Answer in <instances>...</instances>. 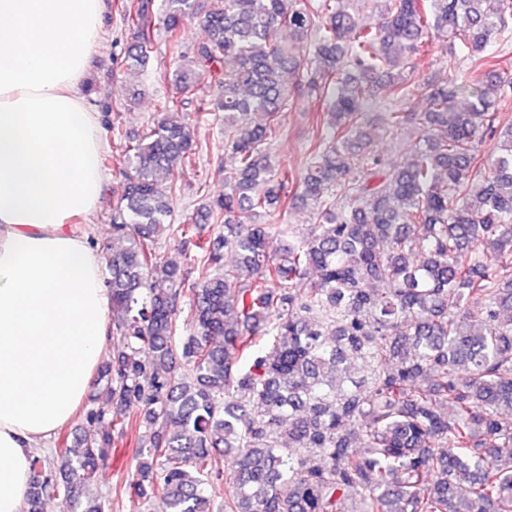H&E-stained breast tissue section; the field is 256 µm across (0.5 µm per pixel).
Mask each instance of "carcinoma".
<instances>
[{"mask_svg":"<svg viewBox=\"0 0 512 512\" xmlns=\"http://www.w3.org/2000/svg\"><path fill=\"white\" fill-rule=\"evenodd\" d=\"M154 2L121 0L129 71L150 59ZM376 8L380 27L345 0H161L170 43L198 17L208 38L179 56L159 111H181L209 78L213 97L195 117L224 113L234 171L192 223L170 224L202 147L168 118L128 141L112 125L126 167L104 281L119 343L78 442L32 457L26 512L59 498L106 512L86 489L142 424L149 436L123 486L137 512L155 500L207 512L227 471L224 512H345L349 496L360 504L350 512H512V126L498 132L512 78L487 52L512 0ZM435 36L459 48L444 77L416 85L404 67ZM419 92L427 111L365 120L379 95ZM299 95L317 103L322 129L296 172L273 162L272 146ZM407 125L419 147L387 173L373 143ZM485 137L495 144L484 159ZM293 192L313 206L302 233L280 223ZM209 222L224 231L203 237ZM164 232L195 248L190 269L161 261ZM356 360L369 379L351 376Z\"/></svg>","mask_w":512,"mask_h":512,"instance_id":"obj_1","label":"carcinoma"}]
</instances>
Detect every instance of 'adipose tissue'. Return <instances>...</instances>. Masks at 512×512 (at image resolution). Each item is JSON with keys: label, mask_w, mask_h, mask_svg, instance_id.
Returning a JSON list of instances; mask_svg holds the SVG:
<instances>
[{"label": "adipose tissue", "mask_w": 512, "mask_h": 512, "mask_svg": "<svg viewBox=\"0 0 512 512\" xmlns=\"http://www.w3.org/2000/svg\"><path fill=\"white\" fill-rule=\"evenodd\" d=\"M107 0H0V512L81 409L111 338L86 225L105 150L81 83Z\"/></svg>", "instance_id": "ef3b65f1"}]
</instances>
